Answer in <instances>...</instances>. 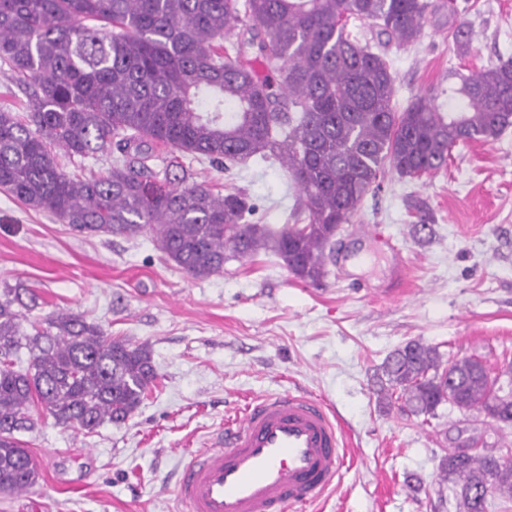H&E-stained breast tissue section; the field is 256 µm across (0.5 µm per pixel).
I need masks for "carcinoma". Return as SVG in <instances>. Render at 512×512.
Returning <instances> with one entry per match:
<instances>
[{
  "mask_svg": "<svg viewBox=\"0 0 512 512\" xmlns=\"http://www.w3.org/2000/svg\"><path fill=\"white\" fill-rule=\"evenodd\" d=\"M457 22L456 0H0V65L25 98L19 116L0 109V190L71 231L136 238L150 233L182 272L206 278L231 259L263 251L300 281L319 285L326 249L386 169L421 179L461 143L498 139L512 126V60L454 73L397 108L396 75L361 44L371 21L386 42L419 40L427 16ZM248 20L224 57V33ZM169 149L159 173L155 147ZM112 155L99 176H71L53 153ZM221 170L276 160L298 191L294 223L251 220L241 191L190 180L184 159ZM34 292L0 290V492L22 493L40 473L16 434L33 412L84 435L123 422L155 386L145 344L133 345L67 310L25 327ZM27 350V367H19ZM387 398L418 416L445 403L487 413L494 379L480 360L443 363L412 340L383 365ZM459 483L457 512L512 501V457L446 454Z\"/></svg>",
  "mask_w": 512,
  "mask_h": 512,
  "instance_id": "cac0c4a2",
  "label": "carcinoma"
}]
</instances>
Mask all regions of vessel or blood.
Masks as SVG:
<instances>
[{"instance_id":"obj_1","label":"vessel or blood","mask_w":512,"mask_h":512,"mask_svg":"<svg viewBox=\"0 0 512 512\" xmlns=\"http://www.w3.org/2000/svg\"><path fill=\"white\" fill-rule=\"evenodd\" d=\"M218 442L181 472L176 493L186 512H297L327 491L345 462L338 419L305 394L255 399Z\"/></svg>"}]
</instances>
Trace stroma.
<instances>
[{
  "label": "stroma",
  "mask_w": 512,
  "mask_h": 512,
  "mask_svg": "<svg viewBox=\"0 0 512 512\" xmlns=\"http://www.w3.org/2000/svg\"><path fill=\"white\" fill-rule=\"evenodd\" d=\"M460 16L474 41L456 48L449 26L427 20L420 39L384 50L399 104L453 72L512 58V0H468ZM214 190L246 192L257 219L285 224L297 192L280 164L230 171L190 161ZM428 227L414 233L419 212ZM403 293L386 296L395 255ZM322 285L298 280L271 254L187 277L155 246L78 236L0 192V289H32L30 320L72 310L113 336L148 345L157 385L125 422L83 435L39 418L22 433L40 472L30 492L0 494V512H183L174 489L215 430L270 393H306L343 426L340 477L301 512H456L445 450L476 437L512 448V428L444 404L431 421L379 403L381 366L418 340L444 359L476 356L498 372L512 358V128L496 141L454 148L421 180L386 171L353 223L342 225Z\"/></svg>",
  "instance_id": "35a3bbf8"
}]
</instances>
